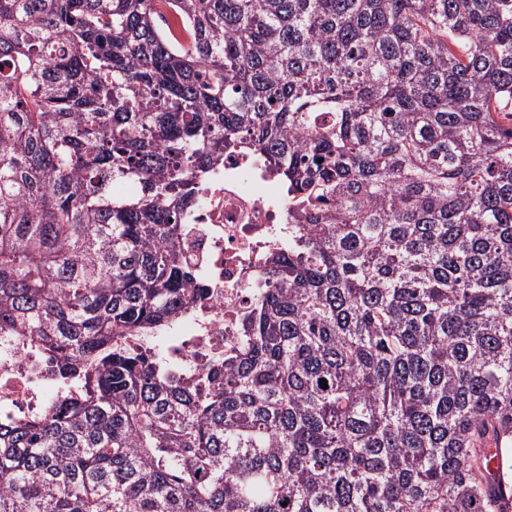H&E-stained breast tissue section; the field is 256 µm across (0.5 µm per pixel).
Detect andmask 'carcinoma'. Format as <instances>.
<instances>
[{
    "mask_svg": "<svg viewBox=\"0 0 512 512\" xmlns=\"http://www.w3.org/2000/svg\"><path fill=\"white\" fill-rule=\"evenodd\" d=\"M153 2L0 0V332L59 374L0 512H505L512 0H164L187 44ZM246 151L294 235L183 383L130 337L204 293L176 222Z\"/></svg>",
    "mask_w": 512,
    "mask_h": 512,
    "instance_id": "obj_1",
    "label": "carcinoma"
}]
</instances>
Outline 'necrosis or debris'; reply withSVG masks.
I'll use <instances>...</instances> for the list:
<instances>
[{
	"label": "necrosis or debris",
	"instance_id": "1",
	"mask_svg": "<svg viewBox=\"0 0 512 512\" xmlns=\"http://www.w3.org/2000/svg\"><path fill=\"white\" fill-rule=\"evenodd\" d=\"M288 200L256 155L231 156L212 171L193 213L180 222L186 264L206 298L157 338L153 352L176 378L197 376L214 359L238 350L240 322L264 283L268 253L288 246ZM57 391L49 362L19 336H0V416L38 406Z\"/></svg>",
	"mask_w": 512,
	"mask_h": 512
}]
</instances>
